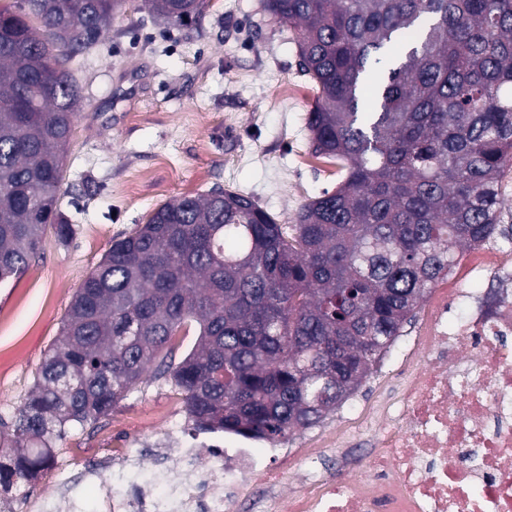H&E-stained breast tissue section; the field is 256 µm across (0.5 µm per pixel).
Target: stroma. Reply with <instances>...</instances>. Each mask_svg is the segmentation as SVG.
I'll use <instances>...</instances> for the list:
<instances>
[{
    "label": "stroma",
    "mask_w": 512,
    "mask_h": 512,
    "mask_svg": "<svg viewBox=\"0 0 512 512\" xmlns=\"http://www.w3.org/2000/svg\"><path fill=\"white\" fill-rule=\"evenodd\" d=\"M288 34L262 0H210L206 14L184 26L156 22L141 0H128L98 45L71 62L85 106L60 208L80 232L66 247L46 234L28 270L0 284V418L11 419L33 386L76 291L113 240L157 204L231 188L289 224L335 187L334 166L302 161L312 152L306 119L315 93ZM144 171L149 179L136 181ZM180 400L164 380H144L95 431L74 429L59 442L55 467H101L70 487L85 512H98L103 481L166 479L153 450L168 432L183 433L186 415L169 428L151 415ZM125 448L143 454L126 476L112 468Z\"/></svg>",
    "instance_id": "35a3bbf8"
}]
</instances>
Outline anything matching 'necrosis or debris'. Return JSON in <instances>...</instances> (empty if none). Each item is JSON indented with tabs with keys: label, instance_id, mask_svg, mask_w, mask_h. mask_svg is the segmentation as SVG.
Wrapping results in <instances>:
<instances>
[{
	"label": "necrosis or debris",
	"instance_id": "1",
	"mask_svg": "<svg viewBox=\"0 0 512 512\" xmlns=\"http://www.w3.org/2000/svg\"><path fill=\"white\" fill-rule=\"evenodd\" d=\"M499 279L501 296L484 313L473 284ZM396 401L372 416L380 449L356 475L316 469L324 448H346L335 431L309 449L310 486L285 512H512V250L479 244L463 273L436 285L413 341ZM160 454L177 461L179 494L152 482L112 491L113 512H233L252 475L279 484L284 449L237 438L235 447L194 448L169 435Z\"/></svg>",
	"mask_w": 512,
	"mask_h": 512
}]
</instances>
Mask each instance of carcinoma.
Masks as SVG:
<instances>
[{
    "label": "carcinoma",
    "mask_w": 512,
    "mask_h": 512,
    "mask_svg": "<svg viewBox=\"0 0 512 512\" xmlns=\"http://www.w3.org/2000/svg\"><path fill=\"white\" fill-rule=\"evenodd\" d=\"M127 0L0 4V282L52 232L81 91L67 63ZM210 0H144L168 24ZM316 90L313 152L341 179L281 224L232 189L183 195L115 240L74 295L10 421L0 512L148 372L188 434L283 439L336 410L460 252L501 223L512 168V0H265ZM37 23H32V20ZM198 330L176 358L174 341ZM355 368L336 380V340Z\"/></svg>",
    "instance_id": "1"
}]
</instances>
